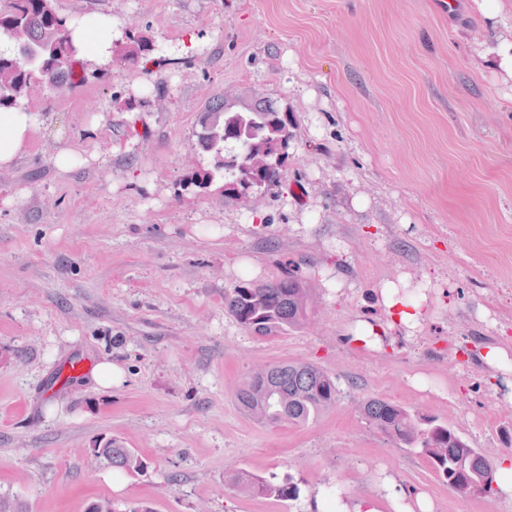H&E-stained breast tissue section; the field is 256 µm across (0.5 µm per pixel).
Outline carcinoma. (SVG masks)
<instances>
[{
	"label": "carcinoma",
	"instance_id": "1",
	"mask_svg": "<svg viewBox=\"0 0 512 512\" xmlns=\"http://www.w3.org/2000/svg\"><path fill=\"white\" fill-rule=\"evenodd\" d=\"M0 33L13 45L9 52H0V71L11 76L0 84V112L16 106L36 85L62 95L71 89L69 76L78 60L69 39L67 17L58 13L53 0H8L0 9ZM152 50L150 38L129 34L118 53L136 63ZM290 116L288 110L268 99L257 98L236 106L219 98L202 110L198 144L217 158L225 183L256 181L268 189L279 184L284 175L292 138ZM231 143L238 146L235 154L228 152ZM256 149L265 151L270 160L259 173L241 165L244 153ZM310 305V288L292 273L275 282H248L224 292L226 311L250 333L264 338L304 326ZM262 370L266 376L245 378L236 393L241 409L260 422L301 425L336 403L335 379L313 363L281 362ZM360 413L380 433L425 456L448 486L459 489L461 477L470 482L481 479L486 481V493L493 491V462L447 424L377 397L364 399ZM94 450L103 462L127 475L145 470L142 456L117 438L95 442ZM226 483L245 495L274 496L285 501H295L300 494L294 483L277 484L245 472L227 476Z\"/></svg>",
	"mask_w": 512,
	"mask_h": 512
}]
</instances>
